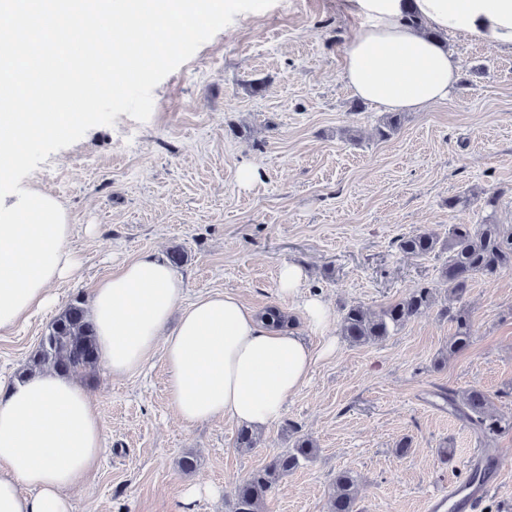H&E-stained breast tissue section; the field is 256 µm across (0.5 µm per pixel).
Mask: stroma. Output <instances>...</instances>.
Segmentation results:
<instances>
[{"instance_id": "1", "label": "stroma", "mask_w": 512, "mask_h": 512, "mask_svg": "<svg viewBox=\"0 0 512 512\" xmlns=\"http://www.w3.org/2000/svg\"><path fill=\"white\" fill-rule=\"evenodd\" d=\"M363 22L343 0H275L236 14L154 88L147 121L119 114L21 180L65 208L79 266L53 288L54 307L0 334L1 378L14 379L70 299L90 297L133 259L163 260L175 248L185 255L175 269L182 304L218 291L256 312L278 306L319 353L309 382L250 449L238 446L232 421L176 416L161 354L119 379L102 367L81 376L104 443L75 512H227L252 471L298 436L318 455L278 483L265 512H326L343 470L356 479L357 512H425L430 496L477 463L491 464V491L461 512H512V433L481 443L440 397L478 387L497 415L512 418V270L475 279L459 300L474 335L452 354L438 280L446 252L413 257L396 247L425 229L444 239L452 224H512V53L445 34L459 62L456 88L406 112L383 139L385 110L341 77ZM246 168L255 178L244 185ZM493 193L501 196L493 212L448 206ZM288 264L327 303L323 329L280 293L277 273ZM421 286L435 288V306L391 336L356 346L341 336L346 306L376 311ZM404 438L412 447L401 456ZM442 448L452 464L441 462ZM186 455L196 460L189 472L178 464ZM191 482L204 493L187 498Z\"/></svg>"}]
</instances>
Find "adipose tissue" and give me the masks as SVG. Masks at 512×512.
Here are the masks:
<instances>
[{
  "label": "adipose tissue",
  "mask_w": 512,
  "mask_h": 512,
  "mask_svg": "<svg viewBox=\"0 0 512 512\" xmlns=\"http://www.w3.org/2000/svg\"><path fill=\"white\" fill-rule=\"evenodd\" d=\"M369 17L343 54L342 79L354 96L390 111H418L447 99L458 61L441 43L407 23L512 52V0H351ZM112 16V0H0V333L17 329L51 303V287L78 260L73 226L63 206L38 190L15 192L11 174L26 157L33 133L63 131L78 113L58 111L83 96L84 75L115 91L125 79L113 64L91 66L88 52L69 63L24 51L16 37L49 30L78 44V20ZM34 109L17 108L18 99ZM305 275L283 266L280 292L301 298L314 329L328 316L325 302L303 294ZM183 283L164 261L143 256L101 280L88 304L101 359L113 377L141 369L162 349L175 414L185 423L227 418L252 430L279 422L290 397L308 381L317 354L299 337L258 322L236 295L211 292L180 306ZM174 329L166 324L172 312ZM103 432L85 388L50 370L25 382L0 383V512H74L71 492L101 455Z\"/></svg>",
  "instance_id": "adipose-tissue-1"
}]
</instances>
